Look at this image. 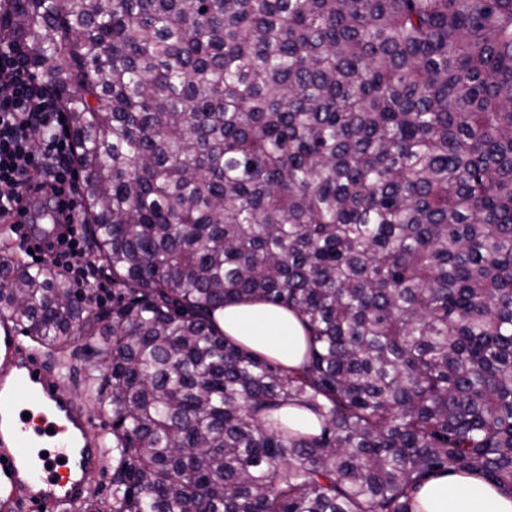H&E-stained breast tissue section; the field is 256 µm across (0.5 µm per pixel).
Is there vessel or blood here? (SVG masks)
<instances>
[{
    "instance_id": "1",
    "label": "vessel or blood",
    "mask_w": 512,
    "mask_h": 512,
    "mask_svg": "<svg viewBox=\"0 0 512 512\" xmlns=\"http://www.w3.org/2000/svg\"><path fill=\"white\" fill-rule=\"evenodd\" d=\"M20 402L29 407L27 417L15 413ZM96 429L39 356L22 353L11 334L0 335V469H9L12 489L45 512L79 501L99 468Z\"/></svg>"
}]
</instances>
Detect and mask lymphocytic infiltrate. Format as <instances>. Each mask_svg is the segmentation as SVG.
<instances>
[{
    "label": "lymphocytic infiltrate",
    "mask_w": 512,
    "mask_h": 512,
    "mask_svg": "<svg viewBox=\"0 0 512 512\" xmlns=\"http://www.w3.org/2000/svg\"><path fill=\"white\" fill-rule=\"evenodd\" d=\"M74 181L72 143L57 100L27 71L8 39L0 38V217L24 209L26 198L51 195L59 228L54 237L31 236L23 224L12 230L42 265L63 270L81 285L94 306L111 298L112 279L85 256Z\"/></svg>",
    "instance_id": "obj_1"
}]
</instances>
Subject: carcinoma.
<instances>
[{"label":"carcinoma","instance_id":"carcinoma-1","mask_svg":"<svg viewBox=\"0 0 512 512\" xmlns=\"http://www.w3.org/2000/svg\"><path fill=\"white\" fill-rule=\"evenodd\" d=\"M0 27L112 272L96 312L0 255V325L106 356L112 501L78 512H416L454 473L512 496V0H12ZM247 300L297 313L299 367L224 336Z\"/></svg>","mask_w":512,"mask_h":512}]
</instances>
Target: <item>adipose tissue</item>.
Returning a JSON list of instances; mask_svg holds the SVG:
<instances>
[{
	"label": "adipose tissue",
	"instance_id": "adipose-tissue-1",
	"mask_svg": "<svg viewBox=\"0 0 512 512\" xmlns=\"http://www.w3.org/2000/svg\"><path fill=\"white\" fill-rule=\"evenodd\" d=\"M214 318L226 336L284 366L303 360L305 332L291 311L264 303H228ZM416 499L419 512H512V498L491 483L458 474L430 479Z\"/></svg>",
	"mask_w": 512,
	"mask_h": 512
}]
</instances>
